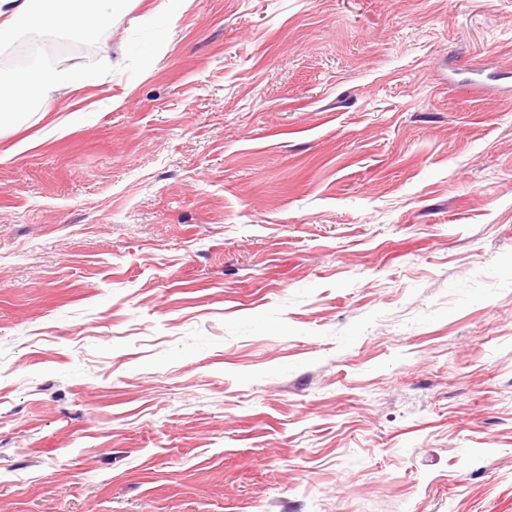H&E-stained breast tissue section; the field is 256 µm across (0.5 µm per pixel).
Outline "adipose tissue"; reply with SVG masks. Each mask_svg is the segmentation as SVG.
<instances>
[{
	"label": "adipose tissue",
	"instance_id": "1",
	"mask_svg": "<svg viewBox=\"0 0 512 512\" xmlns=\"http://www.w3.org/2000/svg\"><path fill=\"white\" fill-rule=\"evenodd\" d=\"M125 0H0V44L12 42L25 29L77 32L91 37L112 24ZM85 74L34 61L18 71L0 70V123L49 102L54 94Z\"/></svg>",
	"mask_w": 512,
	"mask_h": 512
}]
</instances>
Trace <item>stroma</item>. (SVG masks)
I'll list each match as a JSON object with an SVG mask.
<instances>
[{
  "mask_svg": "<svg viewBox=\"0 0 512 512\" xmlns=\"http://www.w3.org/2000/svg\"><path fill=\"white\" fill-rule=\"evenodd\" d=\"M0 127V512H512V0H128Z\"/></svg>",
  "mask_w": 512,
  "mask_h": 512,
  "instance_id": "35a3bbf8",
  "label": "stroma"
}]
</instances>
